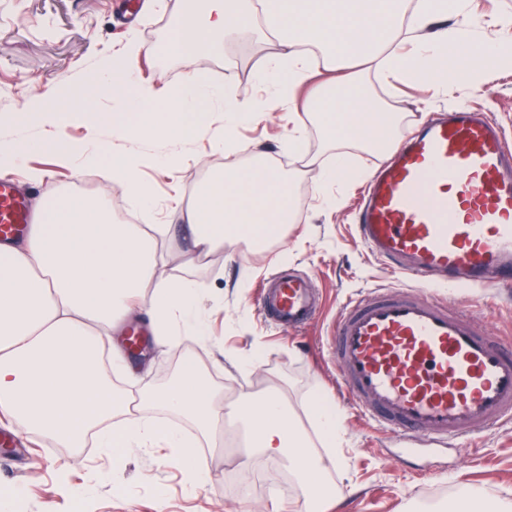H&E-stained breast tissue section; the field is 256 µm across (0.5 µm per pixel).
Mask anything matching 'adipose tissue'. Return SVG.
<instances>
[{"instance_id": "ef3b65f1", "label": "adipose tissue", "mask_w": 512, "mask_h": 512, "mask_svg": "<svg viewBox=\"0 0 512 512\" xmlns=\"http://www.w3.org/2000/svg\"><path fill=\"white\" fill-rule=\"evenodd\" d=\"M202 2V8L183 12L161 45L185 62L183 81L175 86L133 81L144 48L131 43L119 61L128 77L123 89L128 108L102 113L104 123L154 140L188 142L207 135L216 152L231 154L242 149L230 138L234 129L277 111L315 60L333 70L350 59L361 70L383 68L397 80L437 92L448 71L444 52L451 49L467 61L452 71L457 91L465 94L474 82L470 60L492 67L512 56V16L499 19L498 37L477 40L465 21L466 0H419L412 10L406 0H263L255 25L253 0ZM242 33L278 40L277 55L256 71L271 90L267 98L242 101L209 89L193 66L200 55L220 50L225 38ZM308 110L332 140L368 147L391 143L393 116L361 92L358 80L316 89ZM217 112L218 128L212 120ZM49 145L71 161L74 176L98 168L106 180L123 184L140 208L153 207L138 158H112L108 147L96 142L73 147L61 125ZM38 211V223L29 225L24 238L0 242V417L25 434L51 437L60 448L83 447L94 432L109 452L159 440L179 461H189L192 442L136 416L114 392L113 376H127L133 367L121 347L103 354L96 331L119 329L141 311L155 325L158 345H176L183 328L207 340L194 281L162 271L155 226L113 223L101 199L61 196L39 202ZM292 211L285 172L262 163L250 169L228 165L197 189L183 219L192 233V253L203 259L229 239L260 244L280 237ZM140 399L191 420L211 440L224 422L218 392L191 357L181 358L175 381L143 390ZM304 408L320 450L312 449L282 393L250 399L243 464L278 457L298 484L319 488L336 464L340 428L323 402L312 398Z\"/></svg>"}]
</instances>
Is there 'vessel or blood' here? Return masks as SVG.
<instances>
[{
  "instance_id": "b4317fda",
  "label": "vessel or blood",
  "mask_w": 512,
  "mask_h": 512,
  "mask_svg": "<svg viewBox=\"0 0 512 512\" xmlns=\"http://www.w3.org/2000/svg\"><path fill=\"white\" fill-rule=\"evenodd\" d=\"M35 211L0 175V238ZM356 229L407 280L347 300L329 356L357 416L400 437L406 453L446 448L512 421V351L476 328L437 288L512 284V142L481 113L439 112L369 177ZM261 306L272 321L313 317L305 276L274 273Z\"/></svg>"
}]
</instances>
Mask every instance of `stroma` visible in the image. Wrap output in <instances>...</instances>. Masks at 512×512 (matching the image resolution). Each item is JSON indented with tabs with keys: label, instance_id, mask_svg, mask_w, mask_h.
Masks as SVG:
<instances>
[{
	"label": "stroma",
	"instance_id": "1",
	"mask_svg": "<svg viewBox=\"0 0 512 512\" xmlns=\"http://www.w3.org/2000/svg\"><path fill=\"white\" fill-rule=\"evenodd\" d=\"M0 0V116L22 111L38 101L47 83L69 76L59 86L55 111L67 119L70 139L77 144L95 139L107 143L113 156H137L139 175L157 204L146 211L147 223L163 228L157 254L167 274L195 281L202 297L211 338L201 342L183 333L176 347L156 350L147 344L144 356L146 385H161L175 360L195 356L213 379L225 403L277 390L294 410L308 398L326 401L336 412L341 465L324 481L334 491L327 512H423L425 493L435 486L486 488L490 499L512 503V423L461 437L456 446L408 456L394 433L370 429L354 416L340 391V374L328 359V342L346 298L361 289L403 286V279L373 261L354 232L360 192L371 169L384 158L376 149L347 145L345 151L356 178L329 188L338 204L329 208L318 200V176L331 166L336 146L312 117H305L299 149L288 147L294 127L293 111L307 94L299 89L288 107L236 128L233 138L246 144L232 156L212 154L208 138L190 142L132 139L98 125L104 111L119 112L123 99L117 87L124 76L112 74V86L95 84L94 76L109 59H119L130 42L149 50L139 61L142 80L181 81L185 67L175 57L153 53L157 39L180 17L186 0ZM278 48L276 40L259 44L245 37L228 39L221 53L199 56L194 67L214 88L228 89L241 99L265 96L255 81L258 65ZM362 83L383 110L396 116L394 144L434 112L464 104L486 112L512 137V69L482 74L475 89L460 95L454 88L435 95L425 85L387 86L370 75ZM175 159L174 171L155 165L153 155ZM281 168L302 186L303 202L281 237L256 248L246 240L229 241L208 260H189V233L181 209L203 176L226 163L251 167L255 159ZM14 185L31 200L68 195L80 184L93 187L113 222L129 210L126 191L108 184L95 168L81 179L71 175L69 163L49 151L28 154L10 167ZM304 273L314 290L316 315L299 329L270 324L259 308V285L272 268ZM452 306L468 313L472 324L512 347V288L448 289ZM258 353L259 364L249 370L230 369L224 352ZM0 512H301V499L287 496L278 484L284 466L265 459L257 466H239L236 455L210 449L203 464L210 481L194 488L188 471L171 460L167 448L147 446L132 453L111 455L87 445L60 448L49 438L30 440L16 427L0 424Z\"/></svg>",
	"mask_w": 512,
	"mask_h": 512
}]
</instances>
